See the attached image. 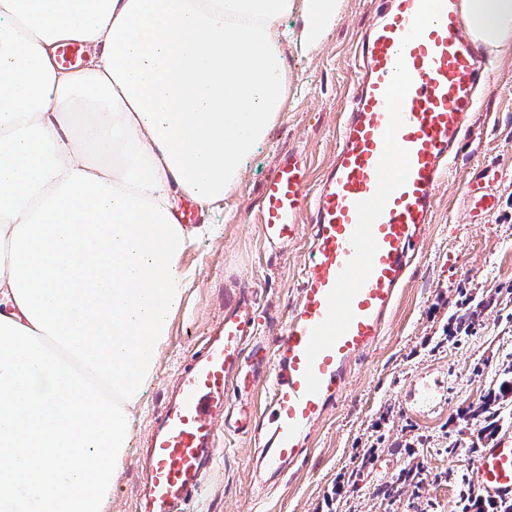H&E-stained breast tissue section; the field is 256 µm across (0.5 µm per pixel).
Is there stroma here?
Instances as JSON below:
<instances>
[{
    "label": "stroma",
    "mask_w": 512,
    "mask_h": 512,
    "mask_svg": "<svg viewBox=\"0 0 512 512\" xmlns=\"http://www.w3.org/2000/svg\"><path fill=\"white\" fill-rule=\"evenodd\" d=\"M370 0H341L332 30L313 50L283 48L288 104L244 165L235 190L207 208L183 201L210 238L188 248L186 301L133 425V441L108 512H143L140 462L175 385L176 371L224 313L226 298L254 300L258 336L272 346L297 298L308 227L278 251L264 246L260 189L281 153L301 148L319 181L336 152L355 84L357 46ZM488 80L447 178L436 188L427 237L417 247L385 335L360 357L307 453L259 486L253 436L220 434L200 512H462L488 439L474 410L512 372V45L488 58ZM497 195L494 211L469 202L475 177ZM415 479L404 480L409 469ZM394 487L385 496L386 487Z\"/></svg>",
    "instance_id": "35a3bbf8"
}]
</instances>
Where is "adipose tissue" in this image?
Segmentation results:
<instances>
[{"label":"adipose tissue","instance_id":"obj_1","mask_svg":"<svg viewBox=\"0 0 512 512\" xmlns=\"http://www.w3.org/2000/svg\"><path fill=\"white\" fill-rule=\"evenodd\" d=\"M339 0H0V512H107L207 207L288 103L283 27ZM512 44V0H461ZM88 48L63 68L56 51Z\"/></svg>","mask_w":512,"mask_h":512}]
</instances>
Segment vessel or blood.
<instances>
[{
	"label": "vessel or blood",
	"instance_id": "1",
	"mask_svg": "<svg viewBox=\"0 0 512 512\" xmlns=\"http://www.w3.org/2000/svg\"><path fill=\"white\" fill-rule=\"evenodd\" d=\"M379 3L361 38L359 78L330 168L310 183L305 152L291 150L261 188L259 232L269 249L297 238L302 218L312 230L298 298L267 375L266 482L299 459L356 360L384 336L410 254L432 222L435 190L486 81L459 0ZM257 329L254 304L231 302L178 371L142 463L145 512H189L204 497L216 425L237 426L231 402L255 383L244 367ZM471 484L481 498L512 499V437L482 449Z\"/></svg>",
	"mask_w": 512,
	"mask_h": 512
}]
</instances>
